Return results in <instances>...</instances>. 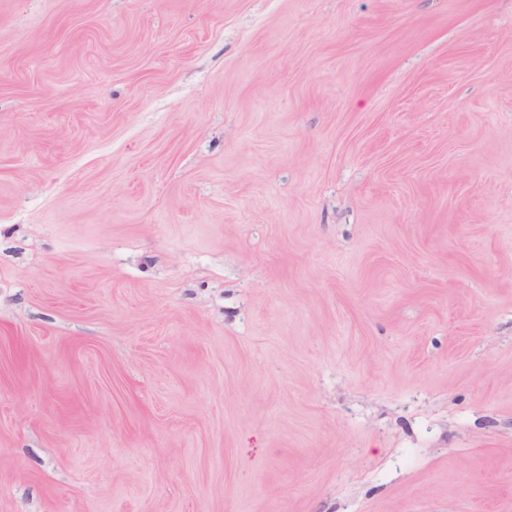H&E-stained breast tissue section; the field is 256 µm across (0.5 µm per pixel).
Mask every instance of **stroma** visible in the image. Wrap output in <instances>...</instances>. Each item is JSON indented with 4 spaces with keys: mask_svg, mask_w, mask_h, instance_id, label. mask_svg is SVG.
I'll return each instance as SVG.
<instances>
[{
    "mask_svg": "<svg viewBox=\"0 0 512 512\" xmlns=\"http://www.w3.org/2000/svg\"><path fill=\"white\" fill-rule=\"evenodd\" d=\"M0 512H512V0H0Z\"/></svg>",
    "mask_w": 512,
    "mask_h": 512,
    "instance_id": "35a3bbf8",
    "label": "stroma"
}]
</instances>
